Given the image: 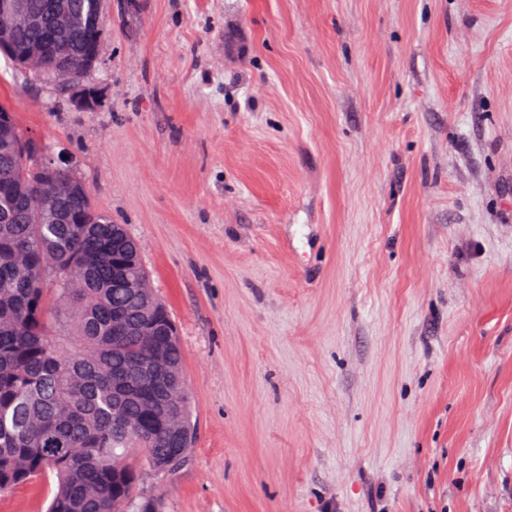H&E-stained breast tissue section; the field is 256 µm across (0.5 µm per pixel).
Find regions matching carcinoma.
Wrapping results in <instances>:
<instances>
[{
  "instance_id": "1",
  "label": "carcinoma",
  "mask_w": 512,
  "mask_h": 512,
  "mask_svg": "<svg viewBox=\"0 0 512 512\" xmlns=\"http://www.w3.org/2000/svg\"><path fill=\"white\" fill-rule=\"evenodd\" d=\"M33 23L13 32L16 54L54 29L53 66L85 74L102 34L85 24L90 0H23ZM27 140L0 103V145ZM45 158L21 164L0 149V490L53 476L46 512H149L133 492L142 470L175 472L192 446L191 406L176 336L112 334V314L140 327L156 306L112 271V219L81 194L70 223L45 219ZM16 253L29 259L21 273Z\"/></svg>"
}]
</instances>
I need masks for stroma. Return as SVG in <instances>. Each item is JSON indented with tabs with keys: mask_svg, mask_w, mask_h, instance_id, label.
I'll list each match as a JSON object with an SVG mask.
<instances>
[{
	"mask_svg": "<svg viewBox=\"0 0 512 512\" xmlns=\"http://www.w3.org/2000/svg\"><path fill=\"white\" fill-rule=\"evenodd\" d=\"M105 14L80 86L0 56V101L77 156L178 326L194 445L136 497L512 512V0Z\"/></svg>",
	"mask_w": 512,
	"mask_h": 512,
	"instance_id": "1",
	"label": "stroma"
}]
</instances>
